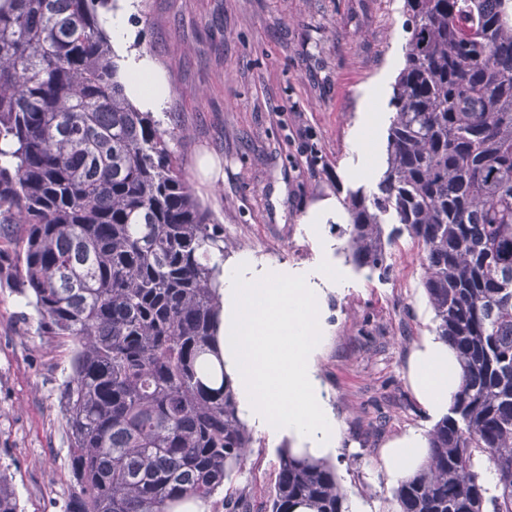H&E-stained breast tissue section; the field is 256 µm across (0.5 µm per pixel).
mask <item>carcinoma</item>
<instances>
[{"mask_svg": "<svg viewBox=\"0 0 512 512\" xmlns=\"http://www.w3.org/2000/svg\"><path fill=\"white\" fill-rule=\"evenodd\" d=\"M405 6L381 195L350 196L347 250L388 271L394 212L460 382L395 512H512V0ZM113 8L0 0V285L75 343L64 512H170L223 491L252 438L216 345L224 229L173 160L179 132L126 95ZM347 500L334 466L279 451L269 512ZM0 512H20L3 469Z\"/></svg>", "mask_w": 512, "mask_h": 512, "instance_id": "carcinoma-1", "label": "carcinoma"}]
</instances>
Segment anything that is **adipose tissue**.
<instances>
[{
  "instance_id": "ef3b65f1",
  "label": "adipose tissue",
  "mask_w": 512,
  "mask_h": 512,
  "mask_svg": "<svg viewBox=\"0 0 512 512\" xmlns=\"http://www.w3.org/2000/svg\"><path fill=\"white\" fill-rule=\"evenodd\" d=\"M129 98L145 112L162 111L170 96L164 73L149 52L125 61ZM223 312L217 340L240 409L257 432L294 437L301 450L335 451L341 427L327 405L315 358L323 340L321 304L344 280L327 266L271 269L242 253L224 268ZM416 393L430 413L447 411L459 386V368L443 341L428 338L412 360ZM426 455L418 433L393 444L383 457L392 481L403 479Z\"/></svg>"
}]
</instances>
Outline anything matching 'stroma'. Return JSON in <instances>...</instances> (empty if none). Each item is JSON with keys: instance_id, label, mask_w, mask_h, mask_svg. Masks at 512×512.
<instances>
[{"instance_id": "1", "label": "stroma", "mask_w": 512, "mask_h": 512, "mask_svg": "<svg viewBox=\"0 0 512 512\" xmlns=\"http://www.w3.org/2000/svg\"><path fill=\"white\" fill-rule=\"evenodd\" d=\"M130 48L148 50L170 96L160 118L195 195L224 229L227 261L332 267L347 282L322 307L317 356L323 395L342 425L335 466L359 512H390L396 485L383 454L436 423L410 379L414 353L435 334L422 249L393 231L389 274L357 268L344 230L350 195L378 193L393 88L410 38L404 0H140ZM367 144V156L352 148ZM335 201L322 237L301 220ZM71 342L41 335L23 299L0 288V467L22 512H62L70 488L61 384ZM286 437L253 433L227 490L267 512Z\"/></svg>"}]
</instances>
